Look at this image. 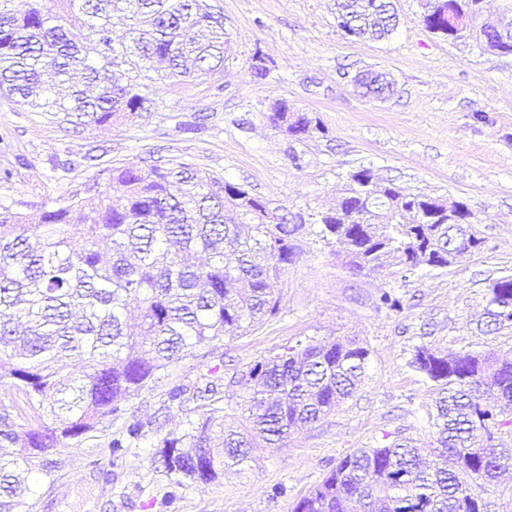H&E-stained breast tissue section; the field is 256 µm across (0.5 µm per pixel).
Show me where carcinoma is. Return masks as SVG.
<instances>
[{
    "label": "carcinoma",
    "mask_w": 512,
    "mask_h": 512,
    "mask_svg": "<svg viewBox=\"0 0 512 512\" xmlns=\"http://www.w3.org/2000/svg\"><path fill=\"white\" fill-rule=\"evenodd\" d=\"M14 2L0 0V93L74 126L135 118L148 89L113 65L112 14L128 21L123 64L152 59L167 78L207 75L230 47L208 0H81L89 21L88 33L79 35L60 24L59 14ZM396 2L337 0L338 27L382 38L397 25ZM430 2L426 28L512 53V33L474 24L482 0ZM79 69L82 85L66 98L49 95L45 73L66 82ZM354 85L364 97L393 94L373 71ZM270 119L297 139L315 129L284 102ZM109 181L120 195L76 193L45 210L39 224L0 206V371L43 418L21 431L0 405V512H23L25 488L16 471L30 466L35 452L48 455L68 438L89 439L105 420L123 422L108 441L109 456L119 459L137 447L146 424L127 416L125 402L145 386L164 388L172 405L193 400L205 410L201 420L187 421L183 434L160 438L152 458L177 485L184 478L210 484L224 467L247 461L254 437L283 444L292 430L335 409L365 374L368 349L354 339L283 348L244 374L260 386L244 401L251 431L223 426L224 448L214 450L224 378L211 369L189 386L175 369L278 311L298 226L277 222L247 189L183 162L112 169ZM457 231L454 224L430 223L426 195L380 181L368 191L358 179L323 213L321 234L352 274L370 276L386 266L405 275L461 262L481 239L474 235L455 252ZM491 285L486 326H507L512 274ZM133 303L140 318L131 325L126 310ZM411 366L437 386L439 447L395 443L350 453L292 512H351L355 504L363 512H462L463 492L512 469V450L495 443V431L512 426V361L491 352L441 356L421 346ZM48 390L57 395L50 403Z\"/></svg>",
    "instance_id": "carcinoma-1"
}]
</instances>
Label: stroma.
<instances>
[{"label": "stroma", "instance_id": "35a3bbf8", "mask_svg": "<svg viewBox=\"0 0 512 512\" xmlns=\"http://www.w3.org/2000/svg\"><path fill=\"white\" fill-rule=\"evenodd\" d=\"M210 2L231 41L223 66L200 78L153 77L141 118L73 130L0 95V205L37 224L52 202L105 170L167 160L238 184L297 225L298 254L282 274L278 312L183 361L177 375L191 384L219 366L234 425L245 417L242 371L282 347L356 338L369 351L365 378L283 447L255 449L250 462L211 484L180 487L153 463L152 446L181 434L201 411L192 402L168 404L162 388L140 389L126 406L149 425L146 447L109 463L112 428L102 423L94 466L87 445L65 440L54 477L33 460L28 512H291L346 454L393 443L436 447V389L410 367L415 348L512 358V327L487 334L477 326L492 279L512 274V55L430 33L418 0H399L397 29L378 41L344 36L333 0ZM260 66L268 70L262 80ZM366 69L384 72L395 94L382 101L358 94L350 77ZM280 101L319 130L298 140L275 127L269 116ZM361 168L466 204L480 249L448 268L352 275L321 238L318 219ZM386 290L400 311L378 307Z\"/></svg>", "mask_w": 512, "mask_h": 512}]
</instances>
